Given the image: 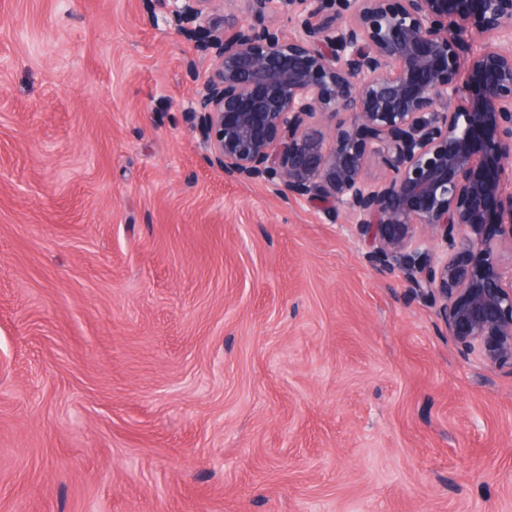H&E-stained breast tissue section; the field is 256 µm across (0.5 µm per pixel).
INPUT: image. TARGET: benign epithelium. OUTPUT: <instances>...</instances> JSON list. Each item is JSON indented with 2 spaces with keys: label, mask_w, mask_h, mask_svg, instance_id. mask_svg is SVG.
I'll list each match as a JSON object with an SVG mask.
<instances>
[{
  "label": "benign epithelium",
  "mask_w": 512,
  "mask_h": 512,
  "mask_svg": "<svg viewBox=\"0 0 512 512\" xmlns=\"http://www.w3.org/2000/svg\"><path fill=\"white\" fill-rule=\"evenodd\" d=\"M167 2L213 59L193 113L224 177L346 218L465 358L512 370V0H253L288 36Z\"/></svg>",
  "instance_id": "obj_1"
}]
</instances>
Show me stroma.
Here are the masks:
<instances>
[{"instance_id": "1", "label": "stroma", "mask_w": 512, "mask_h": 512, "mask_svg": "<svg viewBox=\"0 0 512 512\" xmlns=\"http://www.w3.org/2000/svg\"><path fill=\"white\" fill-rule=\"evenodd\" d=\"M212 67L165 0H0V512H512V371L225 178Z\"/></svg>"}]
</instances>
